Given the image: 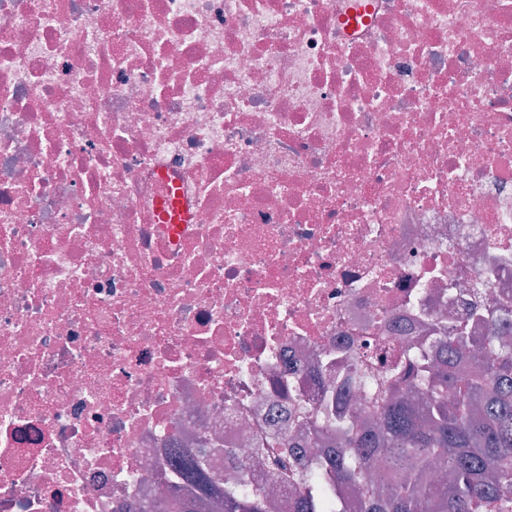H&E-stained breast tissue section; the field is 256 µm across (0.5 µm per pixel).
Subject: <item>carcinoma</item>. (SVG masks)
<instances>
[{
  "label": "carcinoma",
  "instance_id": "cac0c4a2",
  "mask_svg": "<svg viewBox=\"0 0 512 512\" xmlns=\"http://www.w3.org/2000/svg\"><path fill=\"white\" fill-rule=\"evenodd\" d=\"M481 312L484 335L440 325L426 361L409 356L379 379L347 365L341 386L362 387L363 405L306 408L304 432L278 430L255 449L298 489L295 512H512V336L500 327L512 306L493 299ZM305 438L323 444L310 463ZM434 462L447 483L431 480ZM172 469L183 493L165 512H267L260 491L220 487L203 459L176 455Z\"/></svg>",
  "mask_w": 512,
  "mask_h": 512
}]
</instances>
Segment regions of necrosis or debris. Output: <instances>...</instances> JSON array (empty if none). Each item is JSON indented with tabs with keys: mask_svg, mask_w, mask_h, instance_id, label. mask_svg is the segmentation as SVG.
<instances>
[{
	"mask_svg": "<svg viewBox=\"0 0 512 512\" xmlns=\"http://www.w3.org/2000/svg\"><path fill=\"white\" fill-rule=\"evenodd\" d=\"M488 298L512 0H0V512H142L176 451L294 512L293 396Z\"/></svg>",
	"mask_w": 512,
	"mask_h": 512,
	"instance_id": "1",
	"label": "necrosis or debris"
}]
</instances>
